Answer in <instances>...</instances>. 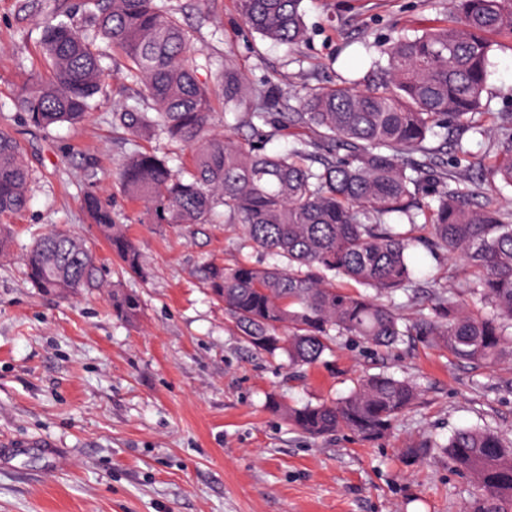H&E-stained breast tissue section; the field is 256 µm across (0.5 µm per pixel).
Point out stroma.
Here are the masks:
<instances>
[{
  "label": "stroma",
  "instance_id": "obj_1",
  "mask_svg": "<svg viewBox=\"0 0 512 512\" xmlns=\"http://www.w3.org/2000/svg\"><path fill=\"white\" fill-rule=\"evenodd\" d=\"M61 0H0V131L21 144L32 174L21 214L0 218L13 237L0 260V512H461L468 483L434 454L405 458L408 443L486 426L512 435V361L478 368L419 337L378 351L344 337L333 353L291 373L284 355L254 350L225 315L202 271L248 260L236 224L141 221L115 167L143 148L187 167L189 151L160 137L135 141L112 120L136 102V84L107 53L98 105L76 126L29 124L14 96L40 57L42 26ZM189 32L197 76L221 91L225 63L279 100L347 79L375 84L362 43L446 21L448 0H303L308 36L287 47L252 32L235 0H166ZM482 104L512 112V41L495 39ZM112 204L136 241L146 277L121 274L81 208L87 191ZM65 228L86 239L103 287L45 296L22 273L34 239ZM423 286L396 299L428 312L433 288L456 287L466 268L412 254ZM138 294L141 316L112 315L109 288ZM415 380L424 395L382 439L346 431L312 439L267 408L341 398L363 374Z\"/></svg>",
  "mask_w": 512,
  "mask_h": 512
}]
</instances>
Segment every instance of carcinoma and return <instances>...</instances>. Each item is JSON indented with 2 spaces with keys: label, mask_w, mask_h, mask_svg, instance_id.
I'll list each match as a JSON object with an SVG mask.
<instances>
[{
  "label": "carcinoma",
  "mask_w": 512,
  "mask_h": 512,
  "mask_svg": "<svg viewBox=\"0 0 512 512\" xmlns=\"http://www.w3.org/2000/svg\"><path fill=\"white\" fill-rule=\"evenodd\" d=\"M95 36L53 15L43 26L44 67L29 75L14 99L16 111L41 129L85 120L104 80L101 39L119 51L140 101L115 119L140 138L164 136L190 149L174 172L165 157L134 150L119 164L125 196L143 207L148 224H240L257 253L272 265L248 261L210 266L204 279L246 342L303 368L350 336L380 349L405 336L441 345L458 361L492 367L512 359V211L485 198L481 184L448 169L430 140L460 127L484 135L480 120L493 38L512 40V0H450L452 17L383 49L386 65L366 90L315 89L299 105L252 117L279 127L310 130L288 151L266 153L252 139L214 131L213 94L196 75L187 29L165 0H88ZM302 0H237L245 25L261 38L293 45L307 28ZM272 102L230 65L224 66V111L245 101ZM344 154H339V151ZM419 154L423 161L412 156ZM319 159V167L313 159ZM488 170L512 188V113L498 116V139ZM457 186L450 187V182ZM30 174L20 143L0 131V214L29 202ZM82 208L108 242L121 273L147 276L140 254L112 220V206L87 192ZM460 259L470 277L438 293L431 313L409 321L397 293L420 287L411 251ZM32 287L58 297L100 286L96 257L79 236L56 229L25 255ZM112 314L135 322L137 295L111 294ZM420 388L392 374L357 379L338 401L300 407L269 400L311 438L348 430L379 439L419 401ZM452 471L476 493L464 512H512V436L462 427L437 444Z\"/></svg>",
  "instance_id": "obj_1"
}]
</instances>
